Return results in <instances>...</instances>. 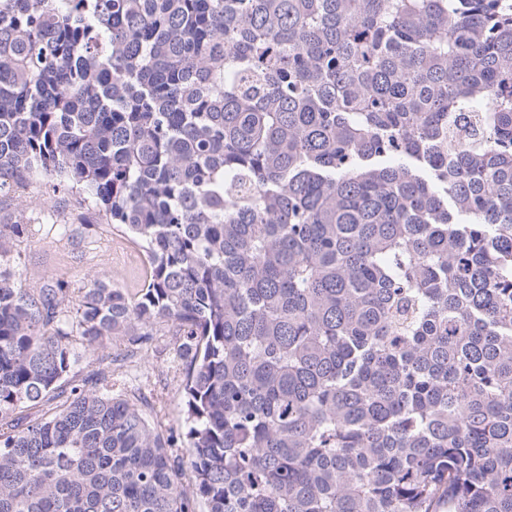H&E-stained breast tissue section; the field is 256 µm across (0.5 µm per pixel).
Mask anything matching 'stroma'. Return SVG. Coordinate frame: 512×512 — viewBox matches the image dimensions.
<instances>
[{
    "label": "stroma",
    "instance_id": "obj_1",
    "mask_svg": "<svg viewBox=\"0 0 512 512\" xmlns=\"http://www.w3.org/2000/svg\"><path fill=\"white\" fill-rule=\"evenodd\" d=\"M0 214L31 226L29 235L14 245L20 258L17 274L26 286L36 288L63 280L78 289L88 275L103 271L116 287L130 292L142 279L143 247L124 226L98 217L95 202L86 192L54 195L51 183L36 173L21 189L18 200L0 204ZM77 223L83 226V238L75 243L62 236L60 227ZM170 342V337H159L154 347L136 356L132 375L142 389L165 387V424L180 434L184 411L179 379L169 358Z\"/></svg>",
    "mask_w": 512,
    "mask_h": 512
}]
</instances>
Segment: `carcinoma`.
I'll return each mask as SVG.
<instances>
[{
  "label": "carcinoma",
  "instance_id": "obj_1",
  "mask_svg": "<svg viewBox=\"0 0 512 512\" xmlns=\"http://www.w3.org/2000/svg\"><path fill=\"white\" fill-rule=\"evenodd\" d=\"M33 171L149 267L74 304L0 221V512H512V0H0ZM158 341L155 347L149 348L148 351L136 356L131 363L134 369L131 371L135 378V386H140L148 392L154 387L159 388L166 385V419L165 424L168 428H172L176 435L184 432L182 424L183 404L179 390V378L174 372V368L170 362L169 351L171 336H157Z\"/></svg>",
  "mask_w": 512,
  "mask_h": 512
}]
</instances>
